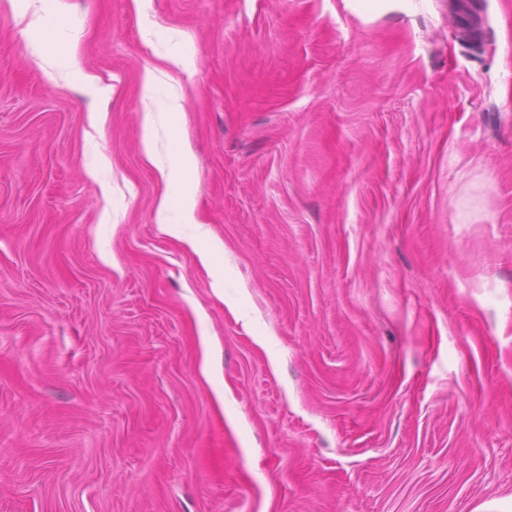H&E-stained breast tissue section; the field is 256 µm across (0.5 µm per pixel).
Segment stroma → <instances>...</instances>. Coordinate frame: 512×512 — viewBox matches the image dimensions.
I'll use <instances>...</instances> for the list:
<instances>
[{
    "instance_id": "1",
    "label": "stroma",
    "mask_w": 512,
    "mask_h": 512,
    "mask_svg": "<svg viewBox=\"0 0 512 512\" xmlns=\"http://www.w3.org/2000/svg\"><path fill=\"white\" fill-rule=\"evenodd\" d=\"M477 2L470 36L458 0H64L35 34L0 0V512L512 498V0ZM172 29L160 144L222 301L142 155ZM31 48L32 55L37 59V64L47 76L51 77L53 76L52 71H59L62 68H65L69 72L79 75L90 90L96 92L104 91L99 87L94 77L82 71L75 59H70L63 64L58 57L51 53L49 48L41 42H32ZM160 66L146 68L142 79L144 108L141 115V145L145 159L156 169L165 184L156 209V223L170 237L188 243L208 269L218 272L212 286L224 300V244L213 243L206 249L197 247L191 226H199L194 214L192 196L184 191L174 192L192 167L191 158L182 154L174 163L158 146V131H172L178 126L184 110L181 82L191 79L197 70L195 51L182 46L159 56Z\"/></svg>"
}]
</instances>
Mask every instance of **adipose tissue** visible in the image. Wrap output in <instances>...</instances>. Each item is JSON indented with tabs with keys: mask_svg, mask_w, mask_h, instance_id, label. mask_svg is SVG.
<instances>
[{
	"mask_svg": "<svg viewBox=\"0 0 512 512\" xmlns=\"http://www.w3.org/2000/svg\"><path fill=\"white\" fill-rule=\"evenodd\" d=\"M196 70L194 50L183 46L162 54L160 65L146 68L142 79V152L165 185L157 204L156 222L170 237L188 244L195 241L190 232L196 222L194 201L181 185L192 161L186 155L171 161L158 146V132L176 129L184 110L181 82L192 78Z\"/></svg>",
	"mask_w": 512,
	"mask_h": 512,
	"instance_id": "ef3b65f1",
	"label": "adipose tissue"
}]
</instances>
